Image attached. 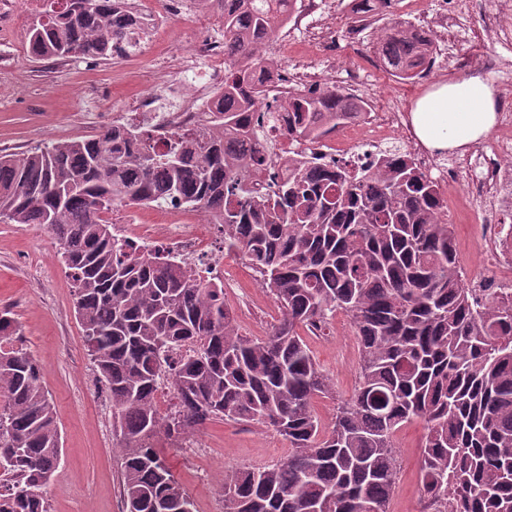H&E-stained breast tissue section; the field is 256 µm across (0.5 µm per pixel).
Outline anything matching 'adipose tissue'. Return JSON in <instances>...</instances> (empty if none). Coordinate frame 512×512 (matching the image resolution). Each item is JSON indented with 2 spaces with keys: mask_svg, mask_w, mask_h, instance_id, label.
<instances>
[{
  "mask_svg": "<svg viewBox=\"0 0 512 512\" xmlns=\"http://www.w3.org/2000/svg\"><path fill=\"white\" fill-rule=\"evenodd\" d=\"M500 100L494 85L479 75L435 84L410 112L417 140L430 151L466 148L494 127Z\"/></svg>",
  "mask_w": 512,
  "mask_h": 512,
  "instance_id": "1",
  "label": "adipose tissue"
}]
</instances>
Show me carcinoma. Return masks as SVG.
Wrapping results in <instances>:
<instances>
[{"mask_svg":"<svg viewBox=\"0 0 512 512\" xmlns=\"http://www.w3.org/2000/svg\"><path fill=\"white\" fill-rule=\"evenodd\" d=\"M28 25L35 58L109 59L148 23L133 0H43ZM224 18V85L196 128L114 125L89 138L0 155V219L44 224L71 277L74 309L122 448L125 512H195L156 441H183L216 420L271 429L283 460L224 476L225 512H388L397 431L419 419L422 512H512V300L478 301L439 184L398 147L375 165L288 160L268 193L272 151L233 153L242 138L317 146L367 112L333 83L275 95L263 48L296 0H200ZM400 0H348L352 15L394 17L375 46L393 76L431 66L433 41L397 13ZM178 203L223 226L281 316L263 339L240 333L224 281L112 234L118 205ZM350 317L359 382L323 427L312 401L335 394L298 332ZM0 310V512H49L44 489L62 456L41 367L14 346ZM173 390L163 415L157 391Z\"/></svg>","mask_w":512,"mask_h":512,"instance_id":"1","label":"carcinoma"}]
</instances>
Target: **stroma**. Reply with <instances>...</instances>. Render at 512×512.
I'll return each instance as SVG.
<instances>
[{
  "instance_id": "35a3bbf8",
  "label": "stroma",
  "mask_w": 512,
  "mask_h": 512,
  "mask_svg": "<svg viewBox=\"0 0 512 512\" xmlns=\"http://www.w3.org/2000/svg\"><path fill=\"white\" fill-rule=\"evenodd\" d=\"M480 12L467 26L451 27L438 37L435 63L413 81L414 94L403 97L412 107L439 81L462 72L490 80L500 99L512 97V13L498 15L509 32L506 39L473 50L474 27L496 13L495 0H483ZM42 8L40 0H0V72L10 75L0 84V151H34L55 142L80 140L97 134L113 121L125 118L137 98L153 99L151 112L160 116L178 106V99L157 73L167 69L191 93L192 77L180 67L190 45L205 36L223 39L219 11L189 0L177 19L164 13L163 0H154L156 28L139 47L109 60L96 57L35 59L26 50V29ZM321 15L309 17L304 27L279 30L263 51L271 68L304 73L318 82L358 78L359 96L367 105L403 96L404 81L394 77L370 51L390 17L361 22L352 18L344 0H322ZM336 27L332 50L316 40L322 22ZM465 57V68L449 67V54ZM492 137H485L466 152L451 151L438 161L450 172L441 190L448 200V222L457 240L459 262L467 280L484 276V229L469 208L467 189L479 172L478 159L490 154ZM113 224H205V212L184 210L171 215L154 203L118 206L107 213ZM225 301L236 313L242 334L261 338L280 317L265 288L256 281L245 259L224 255ZM9 308L20 326V341L37 359L52 399L62 440L60 467L46 489L50 512H123L120 493L121 448L112 436V404L98 381L87 354L83 329L75 316L74 288L52 235L40 224L0 221V308ZM315 361L333 378L335 398H315L313 407L322 424H331L338 400L349 398L357 381L359 350L350 321L337 314L322 336H307ZM426 429L415 420L395 436L399 473L389 512H420L419 479ZM175 478L191 495L197 512H224L220 490L226 473L240 466L264 467L289 451L283 437L253 426L215 421L190 441L158 440Z\"/></svg>"
}]
</instances>
